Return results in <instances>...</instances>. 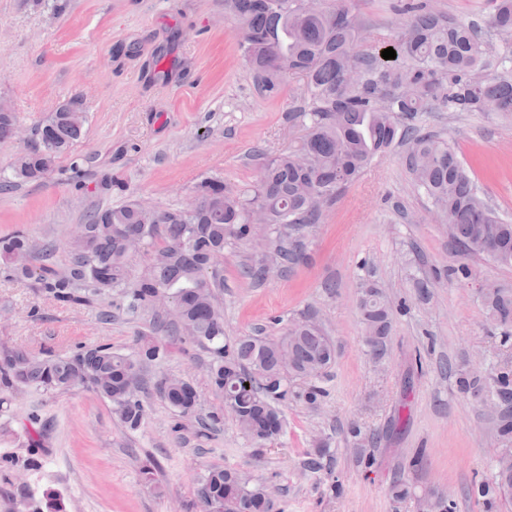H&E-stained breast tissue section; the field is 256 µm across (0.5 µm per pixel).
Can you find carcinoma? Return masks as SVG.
I'll return each instance as SVG.
<instances>
[{"label":"carcinoma","instance_id":"carcinoma-1","mask_svg":"<svg viewBox=\"0 0 512 512\" xmlns=\"http://www.w3.org/2000/svg\"><path fill=\"white\" fill-rule=\"evenodd\" d=\"M486 26L499 50L482 41L472 24L453 21L428 0H403L398 6L397 60L380 57L374 44L361 45L363 22L347 0H224L240 30L249 69L269 86L290 74L306 78L308 106L298 109L307 127L300 146L269 156L260 164L261 182L237 190L220 179L206 181L200 208L189 217L179 209L143 211L130 202L89 216L84 237L68 243V268L59 272L41 265L19 267V255L33 257L32 241L22 232L0 238V261L18 278H34L41 292L59 302L85 304L99 293L120 288L133 310L155 309L158 297L173 300L182 323L173 324L178 340L205 347L210 355L213 390L231 414L242 412L245 435L263 443L280 434L282 421L274 402L292 394L290 380L306 377L308 390L297 395L318 404V382L336 358V348L312 319L298 323L278 340L242 336L228 342L224 313L214 289L224 287L218 263L230 241L246 240L252 206L267 209L277 253L284 266L303 262V244L285 242L290 231L319 222L322 207L356 182L374 158L407 144V167L431 207L453 229L452 238L465 255L485 256L512 267V222L500 217L477 193L457 154L439 137L422 133L415 119L439 106L447 112H495L512 115V0H487ZM73 97L41 123L40 145L14 165V177L35 180L80 138L85 118L74 119ZM128 239L155 246L149 267L130 281ZM488 314L501 342L512 344V291L489 288ZM358 314L364 344L375 358L385 353L392 307L383 287L361 279ZM169 354L168 346L148 341L132 355L99 345L72 356L37 357L23 350L0 353V384L68 390L89 385L109 400L121 421L138 428L146 406L139 397L144 369ZM461 392L480 401L499 398L505 411L498 436L512 442V376L500 373L486 387L481 378L462 374ZM193 385L161 379L158 391L171 407L186 412ZM482 497L512 494V475L498 474L479 487ZM247 504L249 512H275L261 483L242 479L233 467L208 472L197 490V507L211 503L226 509Z\"/></svg>","mask_w":512,"mask_h":512}]
</instances>
